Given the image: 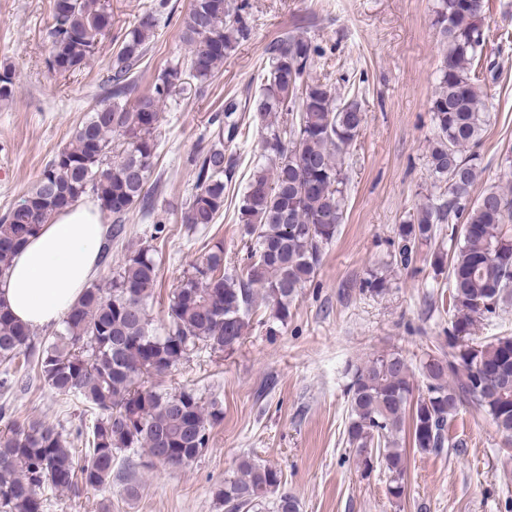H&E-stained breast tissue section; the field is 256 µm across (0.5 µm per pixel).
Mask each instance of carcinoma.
Here are the masks:
<instances>
[{
  "label": "carcinoma",
  "instance_id": "carcinoma-1",
  "mask_svg": "<svg viewBox=\"0 0 512 512\" xmlns=\"http://www.w3.org/2000/svg\"><path fill=\"white\" fill-rule=\"evenodd\" d=\"M483 8L484 0H437L433 26L448 53L431 102L436 140L428 164L444 186L395 227L384 263L413 266L421 248L448 225V240L456 242L452 254L439 248L429 254L434 271L447 274L451 285L448 350L426 354L416 370L399 352L378 355L355 366L346 390L347 442L357 465L366 475L383 467L395 500L405 494L400 432L411 430L418 450L437 452L448 442V424L468 406L512 438V336L475 335L477 322L496 317L512 294V192L490 187L471 196L476 148L490 123L487 94L473 74L484 57ZM111 23L109 0H54L50 69L61 75L84 69ZM157 23V11L150 9L128 30L102 82L112 103L88 113L21 203L0 217V278L43 224L88 193L112 217L105 255L125 234L122 221L133 207L153 211L147 184L162 107L200 93L253 32L248 0H192L184 20L186 66L164 70L150 91L138 94L135 69ZM323 55L304 31L271 41L261 93L225 97L224 110L209 120L208 142L190 159L195 183L183 223L191 230L215 223L238 166L231 147L247 121L260 125L263 153L238 209L249 241L246 261L238 271L226 270L224 243L215 242L168 298L164 333L152 327L158 266L146 246L129 250L115 271L85 288L61 328L38 343L35 332L0 305V363L33 358L40 381L98 411L82 457L66 435L40 419L0 428V512H43L44 488L102 491L112 483L117 455L133 448L143 449L153 465L179 468L208 447L210 430L223 415L218 401H205L194 389L169 392L151 379L202 352L233 350L251 327L258 293L269 309L268 332L287 326L323 249L336 238L349 183L343 154L358 138L365 111L357 97L345 98L330 81L310 78ZM13 92L12 71L3 66L0 101ZM386 288L387 277L377 269L359 286L375 294ZM281 485V472L244 458L236 474L215 487L214 497L225 512H248L274 494V512H299L296 498Z\"/></svg>",
  "mask_w": 512,
  "mask_h": 512
}]
</instances>
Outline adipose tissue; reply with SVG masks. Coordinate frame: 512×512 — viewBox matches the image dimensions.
<instances>
[{
  "label": "adipose tissue",
  "instance_id": "adipose-tissue-1",
  "mask_svg": "<svg viewBox=\"0 0 512 512\" xmlns=\"http://www.w3.org/2000/svg\"><path fill=\"white\" fill-rule=\"evenodd\" d=\"M103 212L79 202L59 212L14 256L0 305L31 329L58 324L100 270Z\"/></svg>",
  "mask_w": 512,
  "mask_h": 512
}]
</instances>
